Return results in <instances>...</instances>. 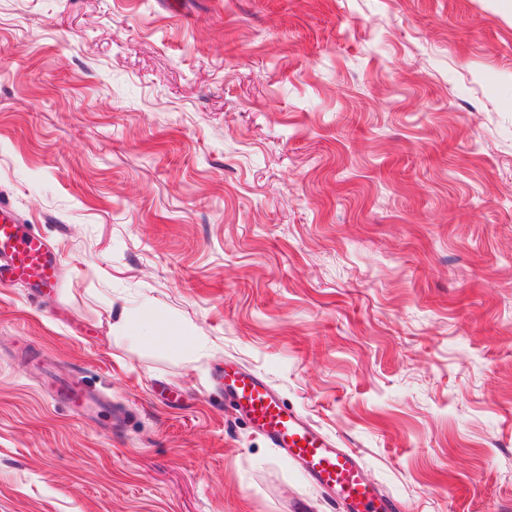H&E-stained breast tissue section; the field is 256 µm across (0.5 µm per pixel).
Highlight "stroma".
<instances>
[{"mask_svg":"<svg viewBox=\"0 0 512 512\" xmlns=\"http://www.w3.org/2000/svg\"><path fill=\"white\" fill-rule=\"evenodd\" d=\"M0 200L62 256L0 287V512H338L228 363L512 512V0H0ZM46 382L53 387L57 398L65 402L70 408L84 410L90 405V394L86 390L69 386L54 375L46 376Z\"/></svg>","mask_w":512,"mask_h":512,"instance_id":"stroma-1","label":"stroma"}]
</instances>
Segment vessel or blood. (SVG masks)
Instances as JSON below:
<instances>
[{"instance_id":"obj_1","label":"vessel or blood","mask_w":512,"mask_h":512,"mask_svg":"<svg viewBox=\"0 0 512 512\" xmlns=\"http://www.w3.org/2000/svg\"><path fill=\"white\" fill-rule=\"evenodd\" d=\"M58 274V258L46 238L0 201V284L25 283L52 291L59 284ZM46 381L70 408L89 407L86 390L52 375ZM224 395L240 418L298 462L309 479L338 498L347 512H399L392 498L365 481L356 451L339 447L262 376L226 368Z\"/></svg>"}]
</instances>
